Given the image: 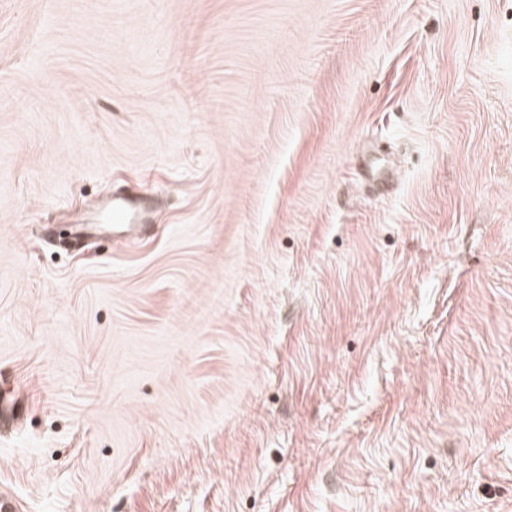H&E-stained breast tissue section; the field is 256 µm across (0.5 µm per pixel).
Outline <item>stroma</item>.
Here are the masks:
<instances>
[{"instance_id": "stroma-1", "label": "stroma", "mask_w": 512, "mask_h": 512, "mask_svg": "<svg viewBox=\"0 0 512 512\" xmlns=\"http://www.w3.org/2000/svg\"><path fill=\"white\" fill-rule=\"evenodd\" d=\"M1 381L20 512H512V0H0ZM146 211L143 206L134 205L125 198L107 200L98 211V219L102 224H113V228L123 232L133 227L144 225Z\"/></svg>"}]
</instances>
